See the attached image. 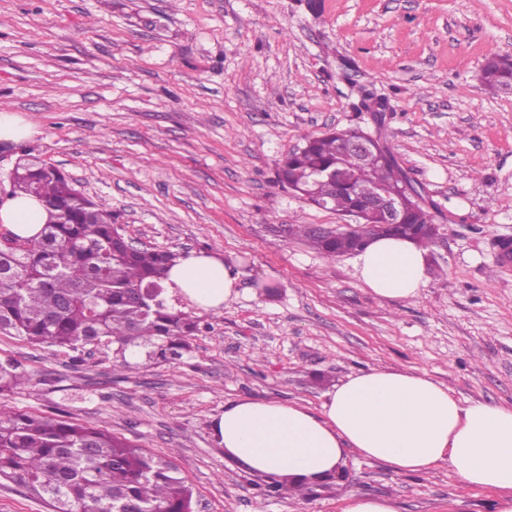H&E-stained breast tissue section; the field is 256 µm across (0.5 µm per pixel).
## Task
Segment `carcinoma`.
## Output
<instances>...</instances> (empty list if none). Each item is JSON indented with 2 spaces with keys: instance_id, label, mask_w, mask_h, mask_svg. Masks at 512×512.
Listing matches in <instances>:
<instances>
[{
  "instance_id": "carcinoma-1",
  "label": "carcinoma",
  "mask_w": 512,
  "mask_h": 512,
  "mask_svg": "<svg viewBox=\"0 0 512 512\" xmlns=\"http://www.w3.org/2000/svg\"><path fill=\"white\" fill-rule=\"evenodd\" d=\"M480 80L493 91H512V56L486 59ZM356 131L304 136L305 145L279 165L278 182L305 189L307 201L344 214L376 188L404 195L407 173L388 148L362 165L340 150ZM33 194L49 221L31 239L12 237L0 248V331L33 345L82 352L112 348L119 367L180 358L189 340L208 329L202 318L168 303L164 277L177 254L132 248L105 204L84 196L59 170L38 161L21 165L6 196ZM404 223L388 235L427 247L420 234L433 223L423 205L404 199ZM289 231L306 237L326 258L357 252L356 234L324 237L304 225ZM15 360H0V394L28 382ZM45 502L50 512H194L193 492L176 464L87 425L9 411L0 406V481Z\"/></svg>"
}]
</instances>
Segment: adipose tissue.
<instances>
[{
	"mask_svg": "<svg viewBox=\"0 0 512 512\" xmlns=\"http://www.w3.org/2000/svg\"><path fill=\"white\" fill-rule=\"evenodd\" d=\"M46 221L36 197L0 203V223L13 234L37 236ZM354 268L366 288L388 300L419 299L430 282L425 249L401 237L372 239ZM164 286L197 309L217 313L237 298L238 274L220 253L191 252L168 270ZM213 430L228 456L268 477L317 481L352 453L398 473L427 472L447 460L462 487L498 490L499 512H512V408L460 405L424 374L373 369L349 377L318 414L277 400H231Z\"/></svg>",
	"mask_w": 512,
	"mask_h": 512,
	"instance_id": "obj_1",
	"label": "adipose tissue"
}]
</instances>
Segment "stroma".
I'll use <instances>...</instances> for the list:
<instances>
[{"mask_svg":"<svg viewBox=\"0 0 512 512\" xmlns=\"http://www.w3.org/2000/svg\"><path fill=\"white\" fill-rule=\"evenodd\" d=\"M508 52L512 0H0V111L37 128L0 141V179L32 153L138 246L217 251L240 273L189 352L125 379L110 350L75 364L0 334V358L30 378L0 403L173 455L195 512H342L351 492L396 512H496L498 494L463 489L449 461L398 473L356 454L309 500L266 498L213 421L246 397L318 412L372 368L512 406V263L495 247L512 235V93L478 79ZM363 90L388 97L380 119L354 112ZM355 127L381 130L439 226L420 299L376 297L352 255L328 260L288 230L345 219L284 189L280 161L303 135Z\"/></svg>","mask_w":512,"mask_h":512,"instance_id":"obj_1","label":"stroma"}]
</instances>
